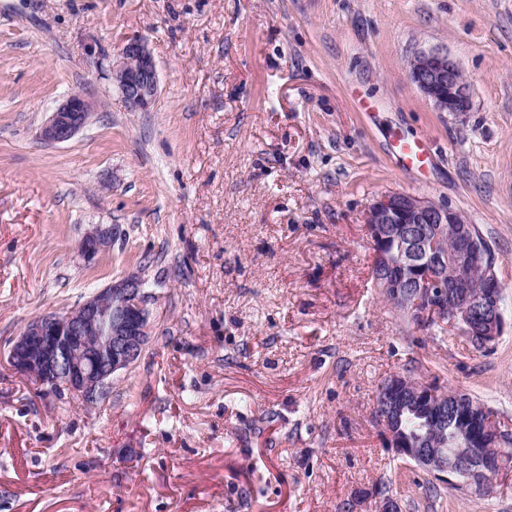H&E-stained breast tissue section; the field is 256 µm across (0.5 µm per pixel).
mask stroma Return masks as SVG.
Returning <instances> with one entry per match:
<instances>
[{"label": "stroma", "instance_id": "obj_1", "mask_svg": "<svg viewBox=\"0 0 512 512\" xmlns=\"http://www.w3.org/2000/svg\"><path fill=\"white\" fill-rule=\"evenodd\" d=\"M147 40L160 94L128 111L108 69ZM448 55L472 108L410 79ZM72 92L92 122L48 146ZM428 139L406 172L391 134ZM410 193L492 245L504 332L475 353L371 278L366 215ZM112 242L93 261L96 226ZM129 276L149 341L107 395L13 370L12 342ZM404 373L472 394L512 433V0H0V512H512L428 490L373 417ZM111 237L112 232L109 230L96 228L83 239L79 250L80 256L88 261L94 259L109 246Z\"/></svg>", "mask_w": 512, "mask_h": 512}]
</instances>
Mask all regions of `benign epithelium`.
Segmentation results:
<instances>
[{
  "label": "benign epithelium",
  "instance_id": "1",
  "mask_svg": "<svg viewBox=\"0 0 512 512\" xmlns=\"http://www.w3.org/2000/svg\"><path fill=\"white\" fill-rule=\"evenodd\" d=\"M108 78L131 112H143L159 92L156 64L140 37L122 46ZM412 83L440 112L461 115L471 110V99L458 66L440 52L422 53L410 68ZM99 105L80 93L68 95L39 129V139L53 145L72 139L93 117ZM379 266L378 284L388 302L408 308L416 320L438 321L483 346L503 333V286L496 258L476 239L472 226L450 208L423 197L388 193L376 198L367 214ZM112 232L96 229L85 236L80 256L94 259L111 243ZM398 243L392 258L385 248ZM149 295L142 280L131 276L92 293L65 313H49L30 321L12 343L8 362L18 373L35 376L43 385L64 386L86 397L103 393L112 377L139 358L150 329ZM432 401L434 420L456 414L459 395L424 383L388 377L374 401V418L390 446L405 460L425 470L433 481L472 488L488 494L501 462L491 448L502 441L492 421L473 425L468 438L446 449L432 440L425 448L401 437L394 422L403 406L418 399Z\"/></svg>",
  "mask_w": 512,
  "mask_h": 512
}]
</instances>
